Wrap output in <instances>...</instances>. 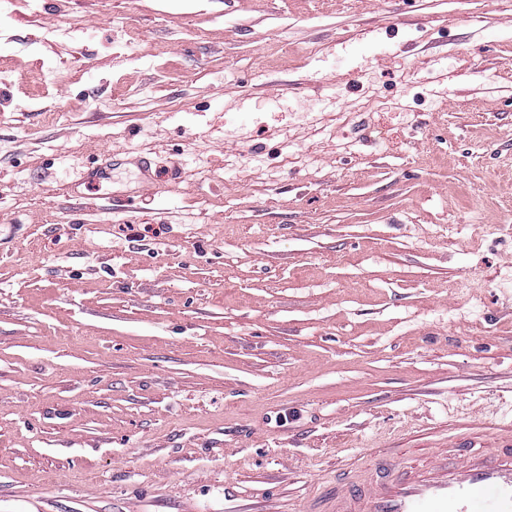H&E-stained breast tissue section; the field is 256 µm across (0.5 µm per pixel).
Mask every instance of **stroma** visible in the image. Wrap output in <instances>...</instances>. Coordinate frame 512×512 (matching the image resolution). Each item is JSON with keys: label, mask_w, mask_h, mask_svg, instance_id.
I'll use <instances>...</instances> for the list:
<instances>
[{"label": "stroma", "mask_w": 512, "mask_h": 512, "mask_svg": "<svg viewBox=\"0 0 512 512\" xmlns=\"http://www.w3.org/2000/svg\"><path fill=\"white\" fill-rule=\"evenodd\" d=\"M105 151L182 181L78 184ZM511 293L512 0H0V512H292L496 446Z\"/></svg>", "instance_id": "stroma-1"}]
</instances>
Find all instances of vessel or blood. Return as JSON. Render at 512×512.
Masks as SVG:
<instances>
[{
  "instance_id": "obj_1",
  "label": "vessel or blood",
  "mask_w": 512,
  "mask_h": 512,
  "mask_svg": "<svg viewBox=\"0 0 512 512\" xmlns=\"http://www.w3.org/2000/svg\"><path fill=\"white\" fill-rule=\"evenodd\" d=\"M303 512H512V438L495 448H372Z\"/></svg>"
}]
</instances>
